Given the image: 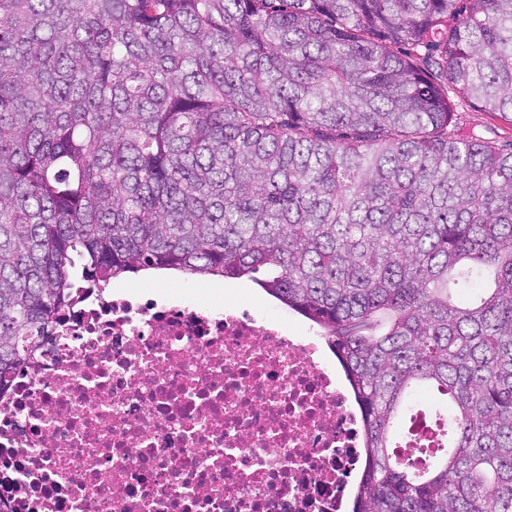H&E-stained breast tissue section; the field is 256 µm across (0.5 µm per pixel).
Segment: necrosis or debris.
Masks as SVG:
<instances>
[{"instance_id":"necrosis-or-debris-1","label":"necrosis or debris","mask_w":512,"mask_h":512,"mask_svg":"<svg viewBox=\"0 0 512 512\" xmlns=\"http://www.w3.org/2000/svg\"><path fill=\"white\" fill-rule=\"evenodd\" d=\"M363 414L315 329L82 289L0 389L9 512H349Z\"/></svg>"}]
</instances>
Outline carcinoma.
Wrapping results in <instances>:
<instances>
[{"mask_svg": "<svg viewBox=\"0 0 512 512\" xmlns=\"http://www.w3.org/2000/svg\"><path fill=\"white\" fill-rule=\"evenodd\" d=\"M450 86L512 123V0H0V385L88 282L248 276L348 375L352 512H512V152ZM457 105L456 124L462 135L475 132L504 152L512 150V124L494 112H485L473 103L462 102L457 91L449 93Z\"/></svg>", "mask_w": 512, "mask_h": 512, "instance_id": "carcinoma-1", "label": "carcinoma"}]
</instances>
